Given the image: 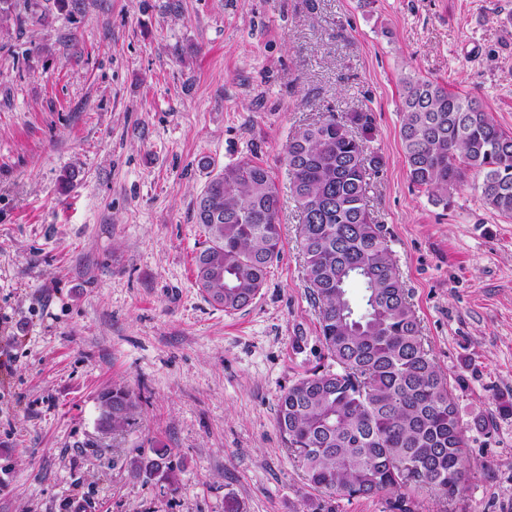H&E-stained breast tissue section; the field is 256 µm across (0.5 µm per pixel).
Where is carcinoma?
<instances>
[{
  "instance_id": "carcinoma-1",
  "label": "carcinoma",
  "mask_w": 512,
  "mask_h": 512,
  "mask_svg": "<svg viewBox=\"0 0 512 512\" xmlns=\"http://www.w3.org/2000/svg\"><path fill=\"white\" fill-rule=\"evenodd\" d=\"M400 136L412 183L448 207L468 178L491 208L512 217V135L474 99L424 79L403 80ZM371 115L313 123L288 141L297 247L331 364L284 390L277 425L288 455L321 497H386L389 512H417L430 494L454 512L472 471L468 427L430 350L383 234L371 217L364 135ZM360 129L356 134L354 129ZM279 189L249 157L226 166L197 198L205 233L194 258L206 299L226 313L250 306L281 256ZM362 290L359 301L350 288ZM137 403L124 389L101 396L98 429L114 434ZM133 473L170 476L167 450Z\"/></svg>"
}]
</instances>
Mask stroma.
<instances>
[{"label":"stroma","instance_id":"stroma-1","mask_svg":"<svg viewBox=\"0 0 512 512\" xmlns=\"http://www.w3.org/2000/svg\"><path fill=\"white\" fill-rule=\"evenodd\" d=\"M408 77L511 134L512 0L17 7L0 27V512H315L276 422L322 362L284 149L331 112L372 117L371 215L469 426L457 512H512V218L412 183ZM246 156L280 190L283 252L229 314L195 283L193 210ZM115 388L138 410L104 437ZM156 448L171 478L133 476Z\"/></svg>","mask_w":512,"mask_h":512}]
</instances>
